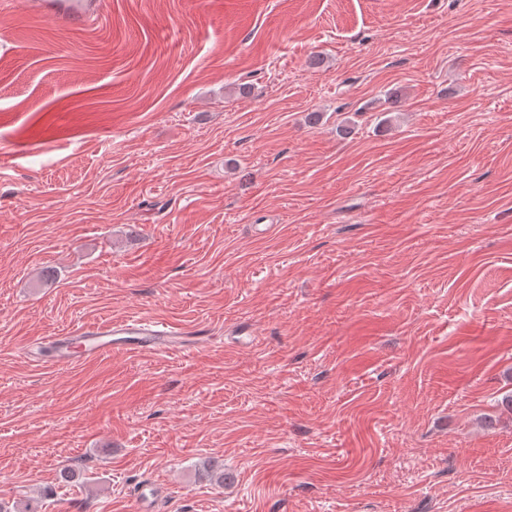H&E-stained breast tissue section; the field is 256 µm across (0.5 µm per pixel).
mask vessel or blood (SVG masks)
<instances>
[{"label":"vessel or blood","mask_w":512,"mask_h":512,"mask_svg":"<svg viewBox=\"0 0 512 512\" xmlns=\"http://www.w3.org/2000/svg\"><path fill=\"white\" fill-rule=\"evenodd\" d=\"M38 15L59 18L73 24H88L100 15L99 0H30ZM208 330L199 325L175 326L163 320H102L72 328L50 337L44 349H33L35 360H49L55 366L92 361L115 349L170 355L189 352L201 345ZM166 494L154 480L142 483L134 492L133 512H153Z\"/></svg>","instance_id":"b4317fda"}]
</instances>
